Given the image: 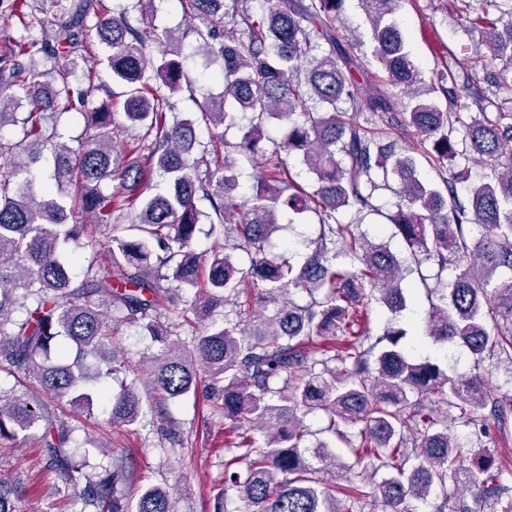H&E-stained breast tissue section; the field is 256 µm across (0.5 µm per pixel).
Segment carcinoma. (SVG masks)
<instances>
[{"label": "carcinoma", "mask_w": 512, "mask_h": 512, "mask_svg": "<svg viewBox=\"0 0 512 512\" xmlns=\"http://www.w3.org/2000/svg\"><path fill=\"white\" fill-rule=\"evenodd\" d=\"M262 2L229 15L226 0H180L201 21L190 28L196 52L219 66L224 84L222 95L201 102L180 61L184 36L157 30L145 11L143 30L124 11L102 14L89 28L87 0H52L65 17L56 43L16 41L0 31V130L21 131L15 141L0 139V369L21 371L51 399L88 411L94 385L127 370L114 342L119 327H139L162 345L148 363L149 386L161 401L196 391L199 375H207L210 395L231 422L224 487L236 491L241 512H364L378 502L389 512H417L437 490L440 512H476L468 494L512 512V467L448 433L450 408L479 429L490 420L504 429L512 418V397H493L479 370L487 357L512 362V112L473 89L457 62L425 79L395 20L400 0H358L379 84L362 81L350 53L361 36L347 27L344 38L336 27L349 0ZM29 6L0 0V19ZM471 23L495 87L511 90L512 21L500 26L483 14ZM94 41L104 47L99 63L125 87L123 112L109 103L93 108L84 136L65 143L58 118L86 95L71 81L72 64ZM323 41L330 50L321 53ZM37 53L50 63L40 72L22 61ZM183 92L198 111H171L169 97ZM463 99L477 110L468 123L457 112ZM229 102L249 115L235 143L224 140V124L234 120ZM271 119L281 140L268 146ZM201 121L207 143L197 134ZM119 128L142 134L119 148ZM391 129L419 139L400 146L388 137ZM284 152L313 174L311 186L293 180ZM47 155L54 183L38 190L29 173ZM242 159L262 169L245 201L238 196ZM423 161L440 184L420 177ZM471 163L490 174L470 181ZM156 175L162 187L150 194ZM115 180L117 192L102 191ZM380 190L397 197L389 221L405 257L359 231L377 211ZM200 197L211 212L197 209ZM307 212L324 228L317 246L295 265L269 256L280 217L293 224ZM343 212L353 219L341 222ZM203 216L215 236L204 259L192 248ZM91 225L99 238H89ZM100 243L110 266L91 261L73 275L76 249ZM340 255L345 262L336 261ZM409 258L428 301L425 335L467 349L472 371L450 373L446 364L414 357L400 328L387 327L371 344L370 329H355L376 306L395 316L407 310ZM178 289L195 291L190 309L170 308ZM19 309L21 318L14 316ZM184 325L194 328L189 346L177 339ZM336 337L342 347L329 358L306 350L316 338ZM144 405L140 390L125 385L111 397L109 419L132 428ZM317 411L326 417L324 431L369 470L344 498L322 475L341 479L352 466L329 442L307 443L304 418ZM34 431L45 466L73 484L86 460L64 451L63 424L40 404L0 391V438ZM126 478L116 463L87 480L74 500L79 512H177L159 484L124 498ZM15 493L0 477V512H16Z\"/></svg>", "instance_id": "1"}]
</instances>
